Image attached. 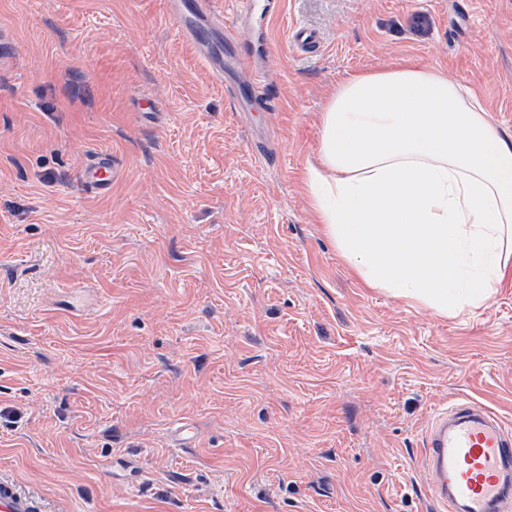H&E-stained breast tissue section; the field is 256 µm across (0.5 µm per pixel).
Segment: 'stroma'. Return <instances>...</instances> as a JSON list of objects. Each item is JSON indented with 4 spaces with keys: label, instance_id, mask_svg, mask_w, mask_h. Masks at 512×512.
I'll return each mask as SVG.
<instances>
[{
    "label": "stroma",
    "instance_id": "1",
    "mask_svg": "<svg viewBox=\"0 0 512 512\" xmlns=\"http://www.w3.org/2000/svg\"><path fill=\"white\" fill-rule=\"evenodd\" d=\"M269 3L198 51L167 0H0V480L36 512H436L434 412L512 428V280L448 318L363 287L300 180L337 83L401 60L512 134V0ZM81 183L90 191L107 195L112 191V157L101 153L87 164L80 173Z\"/></svg>",
    "mask_w": 512,
    "mask_h": 512
}]
</instances>
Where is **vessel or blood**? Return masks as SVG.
<instances>
[{"instance_id":"b4317fda","label":"vessel or blood","mask_w":512,"mask_h":512,"mask_svg":"<svg viewBox=\"0 0 512 512\" xmlns=\"http://www.w3.org/2000/svg\"><path fill=\"white\" fill-rule=\"evenodd\" d=\"M209 0H169L171 16L188 30L207 15ZM90 191L112 190V157L102 153L80 173ZM422 464L432 497L449 512H512V432L482 403L466 400L438 413L424 442ZM0 512H31L27 497L0 482Z\"/></svg>"}]
</instances>
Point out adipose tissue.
Returning <instances> with one entry per match:
<instances>
[{
	"label": "adipose tissue",
	"mask_w": 512,
	"mask_h": 512,
	"mask_svg": "<svg viewBox=\"0 0 512 512\" xmlns=\"http://www.w3.org/2000/svg\"><path fill=\"white\" fill-rule=\"evenodd\" d=\"M320 125L308 206L366 287L448 317L512 277V136L472 87L412 61L356 73Z\"/></svg>",
	"instance_id": "obj_1"
}]
</instances>
